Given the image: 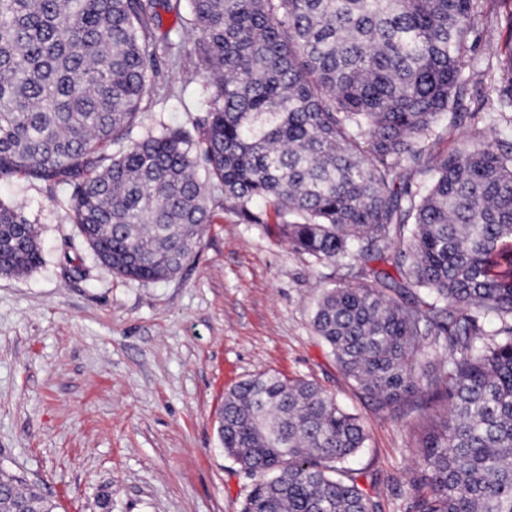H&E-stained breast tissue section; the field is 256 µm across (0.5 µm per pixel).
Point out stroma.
<instances>
[{"instance_id":"stroma-1","label":"stroma","mask_w":512,"mask_h":512,"mask_svg":"<svg viewBox=\"0 0 512 512\" xmlns=\"http://www.w3.org/2000/svg\"><path fill=\"white\" fill-rule=\"evenodd\" d=\"M161 33L143 130L207 115L192 42L173 15ZM512 49V13L489 0L475 36ZM212 221L175 277L140 282L99 264L72 222L69 188L0 178V199L39 231L42 265L0 275V469L37 483L57 512H240L253 479L218 436L224 396L269 373L313 382L362 423L353 468L377 512H419L418 444L428 395L383 406L348 380L312 325L328 280L351 278L293 250L276 225L245 224L210 189Z\"/></svg>"}]
</instances>
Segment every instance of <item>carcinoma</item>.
I'll return each mask as SVG.
<instances>
[{
    "label": "carcinoma",
    "instance_id": "carcinoma-1",
    "mask_svg": "<svg viewBox=\"0 0 512 512\" xmlns=\"http://www.w3.org/2000/svg\"><path fill=\"white\" fill-rule=\"evenodd\" d=\"M479 0H0V175L72 189L79 237L113 273L176 275L211 221L210 185L245 224L267 208L299 253L367 263L323 289L313 326L383 406L433 392L423 512H512V51L488 54L496 112L434 154L469 79ZM194 38L202 132L139 131L160 11ZM43 262L0 201V275ZM381 266L371 267L369 263ZM393 267L391 274L387 267ZM448 359L422 368V340ZM224 453L254 478L241 512H374L351 477L365 430L303 379L224 397ZM0 470V512H54Z\"/></svg>",
    "mask_w": 512,
    "mask_h": 512
}]
</instances>
